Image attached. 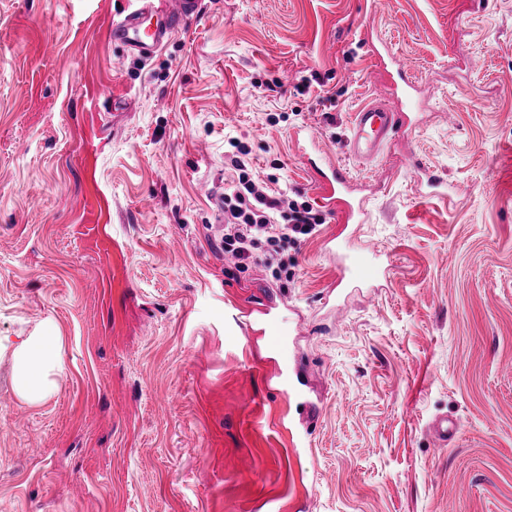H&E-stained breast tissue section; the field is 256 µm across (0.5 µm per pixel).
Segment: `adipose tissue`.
<instances>
[{"label": "adipose tissue", "mask_w": 512, "mask_h": 512, "mask_svg": "<svg viewBox=\"0 0 512 512\" xmlns=\"http://www.w3.org/2000/svg\"><path fill=\"white\" fill-rule=\"evenodd\" d=\"M62 337L50 322L38 326L13 350L15 388L21 399L33 404L54 393L65 372L60 357Z\"/></svg>", "instance_id": "1"}]
</instances>
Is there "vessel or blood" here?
<instances>
[{
    "label": "vessel or blood",
    "instance_id": "obj_1",
    "mask_svg": "<svg viewBox=\"0 0 512 512\" xmlns=\"http://www.w3.org/2000/svg\"><path fill=\"white\" fill-rule=\"evenodd\" d=\"M198 5V0H174L170 5L165 0H142L138 10L112 24L109 37L141 55H153L197 15ZM375 53L393 79L396 99L388 102L376 96L354 112L344 148L349 158L362 164L377 159L389 140L420 123L412 110L418 94L414 74L397 60L387 44H380ZM308 163L313 184L333 216L338 234L345 233L349 225L363 223L366 200L348 169L327 157L313 156ZM342 272L344 277L362 284L374 282L379 276L378 270L366 266L356 253L345 256Z\"/></svg>",
    "mask_w": 512,
    "mask_h": 512
}]
</instances>
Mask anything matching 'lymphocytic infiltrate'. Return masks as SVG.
<instances>
[{
	"label": "lymphocytic infiltrate",
	"mask_w": 512,
	"mask_h": 512,
	"mask_svg": "<svg viewBox=\"0 0 512 512\" xmlns=\"http://www.w3.org/2000/svg\"><path fill=\"white\" fill-rule=\"evenodd\" d=\"M229 144L236 176L224 189L221 248L234 259L238 272L260 261L272 278L282 279L288 272L283 257L288 244L314 235L325 219L309 204L270 194L267 186L252 177L248 146L235 138Z\"/></svg>",
	"instance_id": "1"
}]
</instances>
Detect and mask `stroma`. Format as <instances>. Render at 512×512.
I'll return each instance as SVG.
<instances>
[{"mask_svg": "<svg viewBox=\"0 0 512 512\" xmlns=\"http://www.w3.org/2000/svg\"><path fill=\"white\" fill-rule=\"evenodd\" d=\"M136 6L0 0V512H512V0H199L149 58L108 36ZM379 40L428 100L353 170L387 274L337 324L333 219L282 284L225 264L214 199L234 137L323 210L293 134L348 164ZM46 321L66 372L29 404L11 353ZM413 174L417 184H422L426 182V184L435 189L444 188L443 191H434L436 194H441L443 197L448 196V188L447 183L442 180L439 176L434 174V172L427 167L422 161L416 160L413 165Z\"/></svg>", "mask_w": 512, "mask_h": 512, "instance_id": "obj_1", "label": "stroma"}]
</instances>
